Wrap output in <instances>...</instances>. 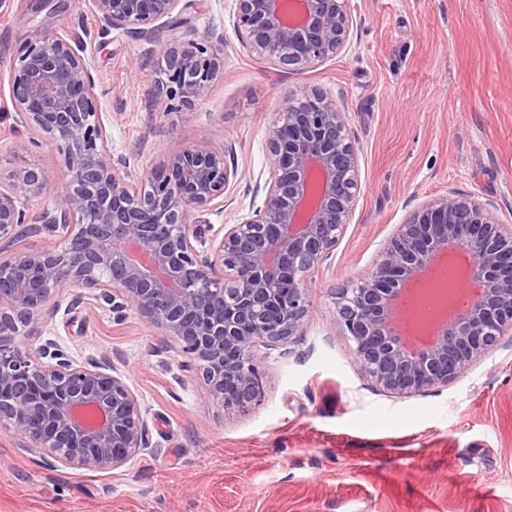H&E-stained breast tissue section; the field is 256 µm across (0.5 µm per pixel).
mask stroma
<instances>
[{"instance_id": "1", "label": "stroma", "mask_w": 512, "mask_h": 512, "mask_svg": "<svg viewBox=\"0 0 512 512\" xmlns=\"http://www.w3.org/2000/svg\"><path fill=\"white\" fill-rule=\"evenodd\" d=\"M234 0H193L199 34L223 37L224 66L193 110L151 112L153 38L115 31L87 41L108 146L151 171L179 146L231 145L238 178L220 211L232 224L264 195L267 138L282 98L338 97L360 149L361 195L336 254L312 285L313 310L288 354L265 351L260 401L224 410L205 386L177 378L164 336L129 311L117 321L73 288L42 329L77 360L108 354L152 415L159 449L111 472H80L30 453L0 427V512H512V346L448 387L397 397L358 370L333 328L331 288L367 275L406 214L454 190L494 203L512 224V0H350L351 44L307 70L248 55L229 14ZM95 21L84 0L68 16L35 0H0V100L27 37ZM0 107V162L49 170L30 197L38 214L64 183L57 143L12 132Z\"/></svg>"}]
</instances>
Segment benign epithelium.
<instances>
[{
    "mask_svg": "<svg viewBox=\"0 0 512 512\" xmlns=\"http://www.w3.org/2000/svg\"><path fill=\"white\" fill-rule=\"evenodd\" d=\"M96 35H148L182 13L183 0H87ZM234 33L251 55L290 70L312 68L351 42L349 0H235ZM82 24L46 30L11 65L10 101L20 134L61 147L63 189L39 220L20 200L40 192L44 171L0 181V426L76 471L109 472L152 447L149 410L106 355L74 359L53 339L33 347L68 288L88 291L122 320L134 310L173 342L185 378L232 410L261 396V348L299 341L312 313L309 283L352 224L361 182L359 147L336 97L286 98L268 138L261 205L219 228L192 213L224 207L237 171L226 148L204 138L140 175L112 154L98 109ZM161 77L153 112L204 100L222 65V43L188 29L154 48ZM494 205L448 191L412 210L367 278L335 289L333 324L360 373L397 396L446 387L512 335V225ZM41 243L23 247L20 239ZM465 250L478 291L463 308L457 285L434 280L449 310L424 346L403 331L406 288L443 256Z\"/></svg>",
    "mask_w": 512,
    "mask_h": 512,
    "instance_id": "obj_1",
    "label": "benign epithelium"
}]
</instances>
